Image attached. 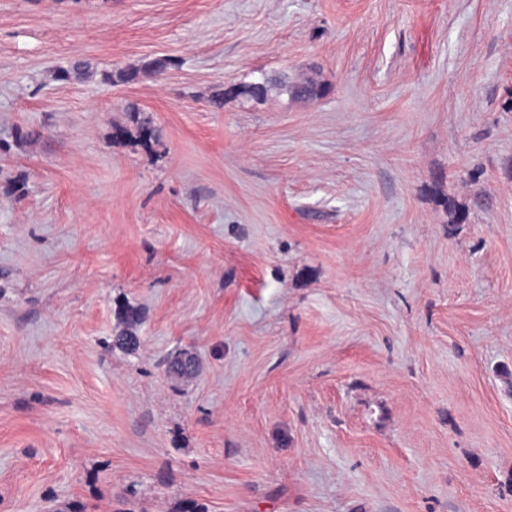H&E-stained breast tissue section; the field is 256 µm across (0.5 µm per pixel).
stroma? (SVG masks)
I'll use <instances>...</instances> for the list:
<instances>
[{
  "mask_svg": "<svg viewBox=\"0 0 512 512\" xmlns=\"http://www.w3.org/2000/svg\"><path fill=\"white\" fill-rule=\"evenodd\" d=\"M72 507L512 512V0H0V512ZM251 82L240 84L236 89L239 95L247 99H262L268 96L272 91H287L292 96L303 99H314L325 93L326 88L312 79H306L302 82L292 85H285L280 81L263 78L261 84ZM122 319L126 330L123 335L112 337V349L135 351L140 345L135 330L140 324L141 314L136 307L129 305L123 309Z\"/></svg>",
  "mask_w": 512,
  "mask_h": 512,
  "instance_id": "obj_1",
  "label": "stroma"
}]
</instances>
